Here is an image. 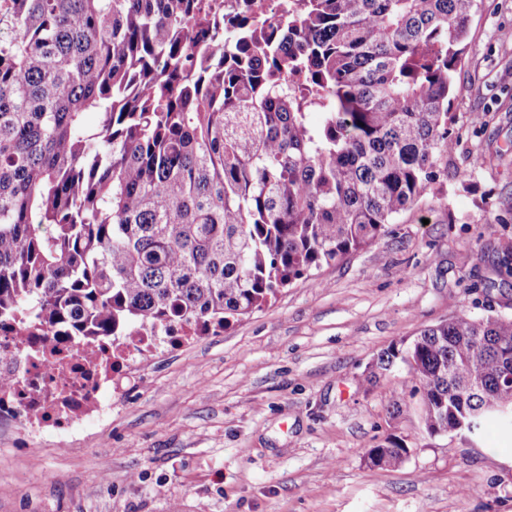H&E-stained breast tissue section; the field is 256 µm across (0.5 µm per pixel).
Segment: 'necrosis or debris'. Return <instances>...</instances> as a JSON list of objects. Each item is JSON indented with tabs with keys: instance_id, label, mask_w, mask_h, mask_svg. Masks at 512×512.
Masks as SVG:
<instances>
[{
	"instance_id": "necrosis-or-debris-1",
	"label": "necrosis or debris",
	"mask_w": 512,
	"mask_h": 512,
	"mask_svg": "<svg viewBox=\"0 0 512 512\" xmlns=\"http://www.w3.org/2000/svg\"><path fill=\"white\" fill-rule=\"evenodd\" d=\"M181 336L102 337L90 345L78 336H26L0 329V435L31 438L53 431L80 434L88 418L112 417V393L120 391L136 357Z\"/></svg>"
}]
</instances>
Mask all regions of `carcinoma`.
I'll list each match as a JSON object with an SVG mask.
<instances>
[{"instance_id": "1", "label": "carcinoma", "mask_w": 512, "mask_h": 512, "mask_svg": "<svg viewBox=\"0 0 512 512\" xmlns=\"http://www.w3.org/2000/svg\"><path fill=\"white\" fill-rule=\"evenodd\" d=\"M0 0V322L215 334L374 245L448 182L478 0ZM318 113L314 125L310 115ZM423 430L479 434L512 315L462 311L383 351ZM385 467L408 457L398 439Z\"/></svg>"}]
</instances>
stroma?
Here are the masks:
<instances>
[{"label": "stroma", "mask_w": 512, "mask_h": 512, "mask_svg": "<svg viewBox=\"0 0 512 512\" xmlns=\"http://www.w3.org/2000/svg\"><path fill=\"white\" fill-rule=\"evenodd\" d=\"M456 74L449 167L375 245L300 279L224 332L130 369L112 422L0 441V512H512V435L431 436L392 416L405 369L379 354L460 310L512 315V0H479ZM396 469L367 462L390 436Z\"/></svg>", "instance_id": "obj_1"}]
</instances>
